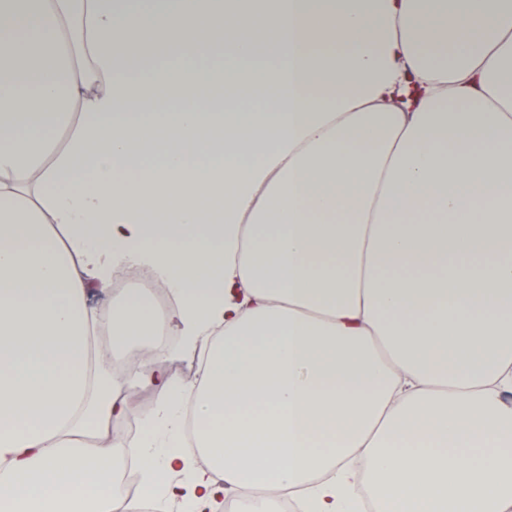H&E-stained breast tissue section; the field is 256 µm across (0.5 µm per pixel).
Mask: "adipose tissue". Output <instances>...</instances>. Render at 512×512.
I'll use <instances>...</instances> for the list:
<instances>
[{"mask_svg":"<svg viewBox=\"0 0 512 512\" xmlns=\"http://www.w3.org/2000/svg\"><path fill=\"white\" fill-rule=\"evenodd\" d=\"M511 391L512 0H0V512H512ZM203 93L223 100L225 98L234 99L237 97H243L262 101L267 100L273 92L270 88H254L247 84H241L234 88H228L222 84H218L204 89ZM130 272L138 274L142 290L152 298L155 307L162 312H167L171 306L168 287L156 279L149 271L132 270ZM140 462L126 457L119 462L112 480V494L122 501L123 512H153L139 488ZM266 496V492L258 489L230 493L224 499V510L221 512H251L255 504Z\"/></svg>","mask_w":512,"mask_h":512,"instance_id":"ef3b65f1","label":"adipose tissue"}]
</instances>
